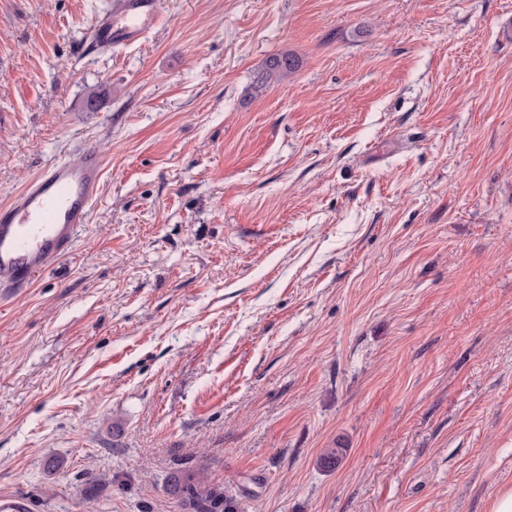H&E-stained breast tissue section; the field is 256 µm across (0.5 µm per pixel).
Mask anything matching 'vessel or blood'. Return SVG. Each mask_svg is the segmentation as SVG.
Returning <instances> with one entry per match:
<instances>
[{"label": "vessel or blood", "mask_w": 512, "mask_h": 512, "mask_svg": "<svg viewBox=\"0 0 512 512\" xmlns=\"http://www.w3.org/2000/svg\"><path fill=\"white\" fill-rule=\"evenodd\" d=\"M161 0H113L91 28L89 43L109 52L163 24ZM105 159L93 146L75 162L54 161L0 204V288L31 284L70 254L79 226L98 199Z\"/></svg>", "instance_id": "obj_1"}]
</instances>
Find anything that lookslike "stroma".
I'll list each match as a JSON object with an SVG mask.
<instances>
[{
  "label": "stroma",
  "instance_id": "1",
  "mask_svg": "<svg viewBox=\"0 0 512 512\" xmlns=\"http://www.w3.org/2000/svg\"><path fill=\"white\" fill-rule=\"evenodd\" d=\"M109 3L0 0V202L106 163L71 253L0 296V497L182 512L188 469L239 512H490L512 0H162L90 50ZM164 21L160 0H113L92 26L89 43L97 51L112 52L138 42ZM299 65L298 59L291 54H280L266 59L261 73L257 76V85L268 83L273 78H285L293 73ZM260 87V85H259Z\"/></svg>",
  "mask_w": 512,
  "mask_h": 512
}]
</instances>
